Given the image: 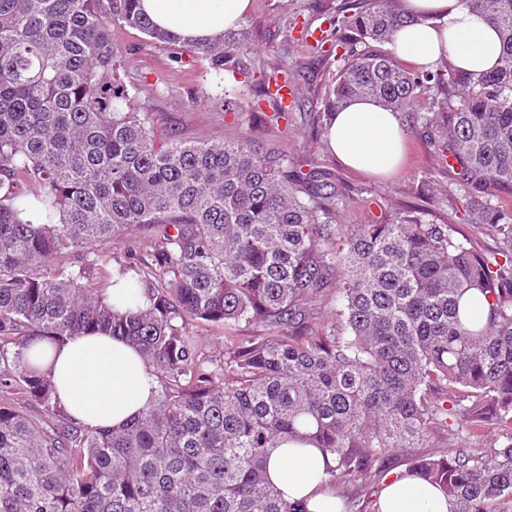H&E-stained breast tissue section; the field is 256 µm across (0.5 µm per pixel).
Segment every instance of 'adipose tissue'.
Masks as SVG:
<instances>
[{
  "instance_id": "obj_1",
  "label": "adipose tissue",
  "mask_w": 512,
  "mask_h": 512,
  "mask_svg": "<svg viewBox=\"0 0 512 512\" xmlns=\"http://www.w3.org/2000/svg\"><path fill=\"white\" fill-rule=\"evenodd\" d=\"M142 11L158 28L184 41L210 38L236 27L249 13L251 0H141ZM410 23L399 28L390 49L420 70L450 55L460 68L480 74L494 69L501 56L496 28L470 13L462 0H404ZM330 151L345 166L389 178L401 168L406 133L399 113L372 98L348 101L328 132ZM28 363L48 374L56 398L76 421L116 428L130 422L158 388L153 369L135 345L107 335H84L58 347L33 341ZM331 455L313 445L282 442L267 462V476L284 498L306 512H342L329 484ZM378 512H450L447 497L428 482L400 472L385 480Z\"/></svg>"
}]
</instances>
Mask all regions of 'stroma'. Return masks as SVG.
Wrapping results in <instances>:
<instances>
[{
  "label": "stroma",
  "mask_w": 512,
  "mask_h": 512,
  "mask_svg": "<svg viewBox=\"0 0 512 512\" xmlns=\"http://www.w3.org/2000/svg\"><path fill=\"white\" fill-rule=\"evenodd\" d=\"M356 0H252L240 23L249 35L251 64L247 74H215L207 59L181 43L159 44L140 30L112 21L111 0H101L112 41L121 52L123 80L133 106L148 112L156 133H176L193 141H220L237 136L253 123H261L257 107L261 83L280 63H290L295 75L298 107L289 111L287 124H261L262 135L279 141L288 154L289 167L315 168L330 173L346 195L338 223L371 224L407 209L422 211L434 224L459 227L481 253L496 248L483 230L468 225L457 189V175L441 166L420 135H409L400 171L379 180L343 165L323 141L311 138L312 112L328 98L336 79V62L315 53L306 33L336 39V21ZM466 436L449 438L438 433L421 448L393 454L384 468L373 471L366 485L341 483L337 493L349 499L377 497L386 475L407 470L412 458L444 455L449 448L468 446Z\"/></svg>",
  "instance_id": "stroma-1"
}]
</instances>
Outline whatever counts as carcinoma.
I'll use <instances>...</instances> for the list:
<instances>
[{
    "mask_svg": "<svg viewBox=\"0 0 512 512\" xmlns=\"http://www.w3.org/2000/svg\"><path fill=\"white\" fill-rule=\"evenodd\" d=\"M99 2L0 0V386L42 407L0 405V512H303L267 478L281 441L331 454L334 484L441 429H512V208L498 201L512 194V0H463L502 43L480 76L450 56L402 67L384 45L412 19L401 0H370L340 21L350 36L336 46L364 48L343 57L313 115L325 132L354 97L401 113L459 167L468 222L498 242L488 255L413 210L337 223L343 194L319 171L288 172L256 127L224 142L158 137L128 105ZM112 19L177 41L140 0H112ZM192 46L217 74L247 69L231 32ZM289 84L282 63L263 90L269 120ZM133 228L149 231L147 257L103 263ZM119 280L149 304H112L104 289ZM469 292L485 315L460 309ZM323 302L335 320L318 326L308 308ZM192 322L224 327L219 358L186 336ZM243 324L257 333L234 335ZM96 334L136 344L160 383L119 429L73 421L24 359L34 336ZM408 471L451 512H512V443L418 456Z\"/></svg>",
    "mask_w": 512,
    "mask_h": 512,
    "instance_id": "carcinoma-1",
    "label": "carcinoma"
}]
</instances>
